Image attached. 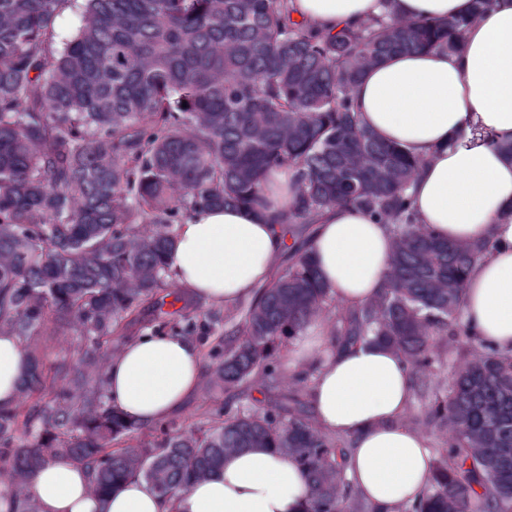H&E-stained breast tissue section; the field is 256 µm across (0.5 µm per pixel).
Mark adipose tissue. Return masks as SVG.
<instances>
[{
    "label": "adipose tissue",
    "instance_id": "ef3b65f1",
    "mask_svg": "<svg viewBox=\"0 0 512 512\" xmlns=\"http://www.w3.org/2000/svg\"><path fill=\"white\" fill-rule=\"evenodd\" d=\"M293 17L324 30L390 12L401 19H467L464 49L396 54L365 70L354 88L359 119L381 140L422 159L413 183L420 224L460 244L490 243L465 284L462 320L485 342L512 352V0L472 15L471 0H291ZM264 207H210L181 224L167 265L179 288L211 304H232L266 281L286 248L271 215L292 205L288 171L264 184ZM395 239L365 212L338 206L315 229L316 268L336 301L362 306L384 287ZM324 320L296 340L298 364L317 363L311 387L316 423L352 441L347 476L375 512H401L431 477L424 433L402 418L413 391L398 353L384 344L339 352ZM26 356L17 336L0 331V407L17 403ZM198 347L147 333L126 343L105 370L112 408L149 426L166 420L201 385ZM37 512H303L307 488L293 457L269 448L231 452L222 469L176 502L141 479L96 496L87 469L51 461L36 471Z\"/></svg>",
    "mask_w": 512,
    "mask_h": 512
}]
</instances>
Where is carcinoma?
Listing matches in <instances>:
<instances>
[{
  "label": "carcinoma",
  "mask_w": 512,
  "mask_h": 512,
  "mask_svg": "<svg viewBox=\"0 0 512 512\" xmlns=\"http://www.w3.org/2000/svg\"><path fill=\"white\" fill-rule=\"evenodd\" d=\"M72 2L0 0V330L27 357L17 404L0 409L7 491L37 512L30 476L65 458L99 496L137 478L173 500L226 453L274 448L298 462L304 512H375L351 492L348 440L324 432L308 393L282 389L276 374L291 339L326 312L331 348L387 344L424 385L441 365L437 337L477 346L434 384L426 416L446 440L402 512H512V353L460 323L467 273L487 245L417 223L407 190L420 161L363 127L353 99L364 71L393 54L462 50V22L385 15L326 32L293 21L290 0H85L60 46L55 21ZM278 168L297 187L271 218L285 232L335 206L389 225L396 244L377 299L336 303L300 237L225 316L167 319L159 295L173 287L178 225L200 208L261 203ZM146 304L158 311L152 332L203 341L211 385L250 403H215L190 429L160 424L150 436L114 410L112 339H132ZM223 318L231 328L210 335ZM49 322L77 332V365L43 362Z\"/></svg>",
  "instance_id": "obj_1"
}]
</instances>
